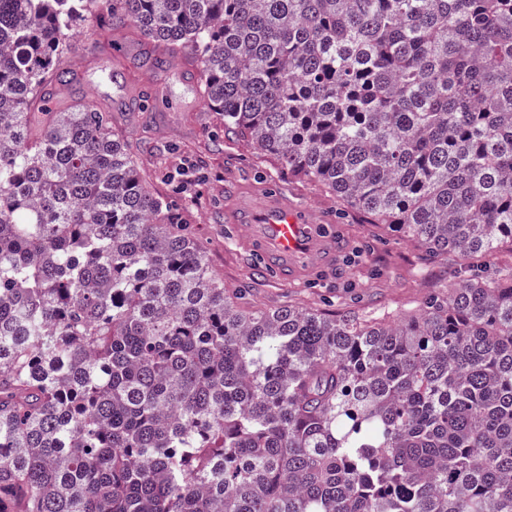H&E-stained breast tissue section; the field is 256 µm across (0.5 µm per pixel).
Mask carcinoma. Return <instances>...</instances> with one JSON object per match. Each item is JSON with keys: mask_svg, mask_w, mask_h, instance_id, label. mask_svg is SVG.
<instances>
[{"mask_svg": "<svg viewBox=\"0 0 512 512\" xmlns=\"http://www.w3.org/2000/svg\"><path fill=\"white\" fill-rule=\"evenodd\" d=\"M91 15L363 223L512 245V0H0V512H512V271L246 308L110 116L50 107Z\"/></svg>", "mask_w": 512, "mask_h": 512, "instance_id": "1", "label": "carcinoma"}]
</instances>
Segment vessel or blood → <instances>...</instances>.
<instances>
[{"label":"vessel or blood","instance_id":"b4317fda","mask_svg":"<svg viewBox=\"0 0 512 512\" xmlns=\"http://www.w3.org/2000/svg\"><path fill=\"white\" fill-rule=\"evenodd\" d=\"M229 220L239 224L246 243L264 244L269 266L292 281L308 268L332 265L343 250L342 239L323 230L318 211L294 206L275 192L243 206Z\"/></svg>","mask_w":512,"mask_h":512}]
</instances>
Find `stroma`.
I'll use <instances>...</instances> for the list:
<instances>
[{
    "instance_id": "35a3bbf8",
    "label": "stroma",
    "mask_w": 512,
    "mask_h": 512,
    "mask_svg": "<svg viewBox=\"0 0 512 512\" xmlns=\"http://www.w3.org/2000/svg\"><path fill=\"white\" fill-rule=\"evenodd\" d=\"M70 40V80L53 87L57 104L84 97L111 113L112 121L155 176V188L186 214L225 287L245 292L251 305L329 309L397 319L429 295L471 277L495 275L512 263V250L468 262L429 254L407 238L384 234L345 211L317 186L296 183L247 143L224 136V119L197 92L198 74L183 56L155 70L152 45L134 27L107 29L95 18L78 22ZM278 189L291 202L321 210L329 231L345 242L336 263L311 268L289 282L264 270L243 234L225 215L238 197L261 201Z\"/></svg>"
}]
</instances>
